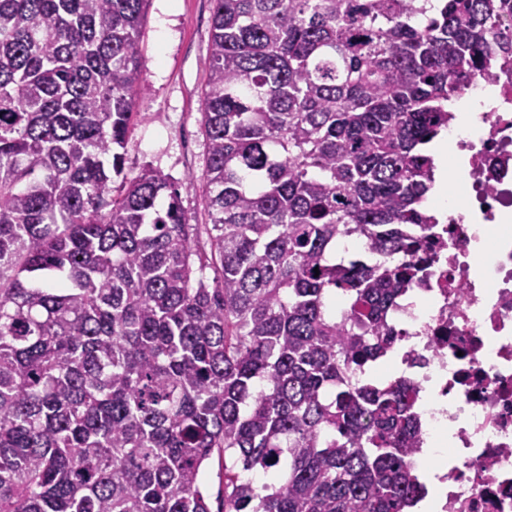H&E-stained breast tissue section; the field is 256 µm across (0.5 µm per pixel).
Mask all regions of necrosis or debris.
Masks as SVG:
<instances>
[{
	"label": "necrosis or debris",
	"instance_id": "4bbe7bcc",
	"mask_svg": "<svg viewBox=\"0 0 512 512\" xmlns=\"http://www.w3.org/2000/svg\"><path fill=\"white\" fill-rule=\"evenodd\" d=\"M488 89L495 104L448 128L458 177L434 261L388 318L419 417L429 413L426 385L438 372L435 398L470 414L452 445H435L426 428L416 439L422 483L447 488L430 512H512V74L476 81L464 95ZM476 225L492 231L477 250Z\"/></svg>",
	"mask_w": 512,
	"mask_h": 512
}]
</instances>
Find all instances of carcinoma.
<instances>
[{"label": "carcinoma", "mask_w": 512, "mask_h": 512, "mask_svg": "<svg viewBox=\"0 0 512 512\" xmlns=\"http://www.w3.org/2000/svg\"><path fill=\"white\" fill-rule=\"evenodd\" d=\"M144 2L0 0V512H210L216 452L221 512H413L419 416L355 376L512 0H213L207 251L169 175L123 176ZM204 486L210 495V502L213 512L223 508L224 498V459L214 453L213 457L205 465Z\"/></svg>", "instance_id": "obj_1"}]
</instances>
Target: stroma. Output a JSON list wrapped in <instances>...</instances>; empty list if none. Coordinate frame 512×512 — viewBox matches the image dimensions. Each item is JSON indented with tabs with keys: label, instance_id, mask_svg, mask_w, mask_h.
Returning a JSON list of instances; mask_svg holds the SVG:
<instances>
[{
	"label": "stroma",
	"instance_id": "35a3bbf8",
	"mask_svg": "<svg viewBox=\"0 0 512 512\" xmlns=\"http://www.w3.org/2000/svg\"><path fill=\"white\" fill-rule=\"evenodd\" d=\"M212 0H146L140 28L144 89L136 99L142 119L132 129L124 170L154 168L178 183L189 223L206 224L202 176L208 142L201 124L211 70Z\"/></svg>",
	"mask_w": 512,
	"mask_h": 512
}]
</instances>
